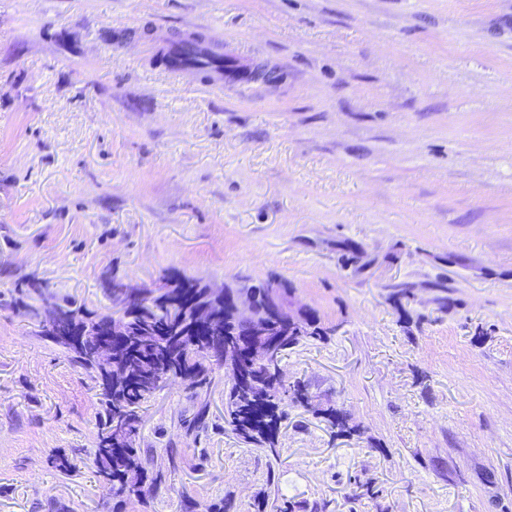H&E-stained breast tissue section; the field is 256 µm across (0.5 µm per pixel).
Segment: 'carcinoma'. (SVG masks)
<instances>
[{
  "mask_svg": "<svg viewBox=\"0 0 512 512\" xmlns=\"http://www.w3.org/2000/svg\"><path fill=\"white\" fill-rule=\"evenodd\" d=\"M203 55L205 52L198 43L187 41L169 58L174 62L182 57L184 65L199 70L224 68L222 59L198 62L197 57ZM0 271L12 280L8 305L13 309L27 307L31 319L39 323L40 334L99 389L96 450L89 463L100 482L112 484L111 496L117 508L132 499L146 503L163 490L179 497L181 512H197V501L184 489L167 482V474L179 470V458L168 453L167 470L154 472L148 469L141 449L137 448L142 414L146 404L162 389L159 380L164 376L172 383L177 379L187 383L191 398L197 401L192 417L182 419L186 434L197 437L214 428L229 431L239 443L261 448L275 460L280 458L278 432L288 419L290 407H300L316 415L337 435L352 430L346 413L315 402L304 381L287 383L279 372L264 365L240 366L255 385L249 389L237 382L224 386V424L210 417V405L200 397L210 388L212 367L237 365L238 352L253 342L258 326L272 316L270 309L264 307L253 321L235 317L232 298L242 284L239 279L224 284L222 298L212 297L208 285L202 281L179 273L165 276L157 288L132 289L135 296L124 313L125 333L112 337L115 351L112 364L103 365L92 361L76 339L87 330L108 334L114 322L110 310L90 309L74 299L64 298L57 303L62 323L44 325L40 323L39 302L48 291V284L34 274L14 273L7 260H0ZM274 284L280 287L283 301L292 297L293 288L288 282L273 277L253 285V289L262 297ZM203 307L210 308L222 320L221 331L208 336L197 324L196 313ZM304 321L306 329L302 332L285 328L282 335L268 337L275 343L279 360H284L288 350L301 343L328 335V329L312 311H307ZM62 330L69 332L73 341H61ZM49 461L62 473L79 470L78 459L65 454H55ZM255 507V512H320L326 505L283 499L272 504L259 500Z\"/></svg>",
  "mask_w": 512,
  "mask_h": 512,
  "instance_id": "obj_1",
  "label": "carcinoma"
}]
</instances>
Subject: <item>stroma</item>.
I'll return each mask as SVG.
<instances>
[{
  "mask_svg": "<svg viewBox=\"0 0 512 512\" xmlns=\"http://www.w3.org/2000/svg\"><path fill=\"white\" fill-rule=\"evenodd\" d=\"M192 37L261 79L169 75ZM0 256L92 309L114 266L275 276L330 327L283 365L350 434L289 409L273 463L187 435L184 383L150 402L138 446L199 504L512 512V0H0ZM97 412L0 307V512H112L48 461ZM254 506L256 507L255 512H307L309 508L310 512H318L320 510L322 512V509L326 508L325 504L321 505L317 502L313 503L310 507L309 503L292 502L288 499H282L272 504L265 500H258ZM268 508L270 510H267Z\"/></svg>",
  "mask_w": 512,
  "mask_h": 512,
  "instance_id": "35a3bbf8",
  "label": "stroma"
}]
</instances>
